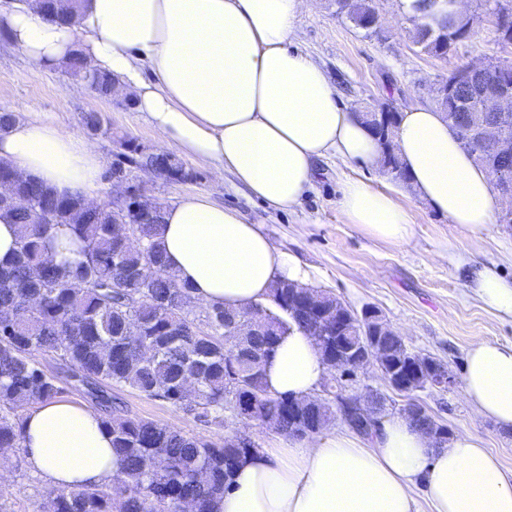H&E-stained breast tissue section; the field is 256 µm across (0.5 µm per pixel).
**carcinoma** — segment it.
<instances>
[{
	"mask_svg": "<svg viewBox=\"0 0 512 512\" xmlns=\"http://www.w3.org/2000/svg\"><path fill=\"white\" fill-rule=\"evenodd\" d=\"M43 10L57 19L71 18L61 0H43ZM375 9L367 0H353L347 13L355 27L368 36L378 31L367 22ZM469 15L452 11L436 25L413 22L414 39L431 56L447 54L470 32ZM64 69L99 96H112V77L88 69L79 50L70 54ZM498 62L476 78L472 95L488 90L497 76ZM477 101L463 112L448 114L460 138L469 133V116ZM84 126L92 133L108 134L103 117L87 112ZM128 155L142 166L165 170V155L145 153L128 139ZM27 199L21 207L14 198L0 199V211L21 225L14 261L0 267V310L15 309L19 322L0 325V451H22L18 421L32 405L59 394L60 380L44 370L39 354L56 358L70 379L82 387L102 413L112 434L116 477L93 489L50 487L37 500L34 512H172L186 502L193 512H210L212 501L224 494L236 466L259 448H241L232 442L217 445L189 436L153 420L131 414L114 389L130 388L146 397L160 398L205 424H225V392L236 375L243 392L250 394L256 420L290 437L292 432L326 427L336 419V400L323 398L314 420L305 415L288 420L287 395L268 389L263 366L275 351L279 336H250L233 353L224 349V331L237 310L217 308L208 317L207 335L196 334L195 315L187 306L191 295L168 270L158 237L162 211L151 218L131 213L142 243L152 256L156 274L138 275L143 254L112 237L110 210L91 211L79 194L60 195L27 179L17 187ZM66 225L83 244L85 260L71 271L53 262L47 235L53 226ZM288 295L256 308L277 322L280 332L293 327L309 330L305 322L283 310ZM199 367V395L186 400L180 394L188 363Z\"/></svg>",
	"mask_w": 512,
	"mask_h": 512,
	"instance_id": "cac0c4a2",
	"label": "carcinoma"
}]
</instances>
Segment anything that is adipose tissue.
<instances>
[{
  "mask_svg": "<svg viewBox=\"0 0 512 512\" xmlns=\"http://www.w3.org/2000/svg\"><path fill=\"white\" fill-rule=\"evenodd\" d=\"M307 0H83L74 20H51L34 0L0 12L11 50L37 69H58L73 48L112 76L118 94L152 126L161 150L206 162L274 209L312 186L320 160L377 161L380 143L361 113L348 112L322 68L290 48ZM395 148L411 191L472 233L491 224L500 201L485 168L441 112L405 110ZM0 158L59 194L94 198L103 160L81 134L29 111L0 132ZM346 223L402 243L411 226L389 193L360 182L340 200ZM161 242L170 271L206 307L242 309L267 300L274 282L305 283L306 271L277 250L259 225L201 193L163 210ZM474 295L512 319V280L473 270ZM271 392L311 395L327 373L311 337L285 333L264 365ZM465 392L477 412L512 429V345L474 343ZM28 467L52 486L111 482L112 435L93 408L54 397L24 412ZM424 484L433 512H512V477L470 433L435 447L407 418L379 421L368 441L330 434L279 441L236 468L215 512H416Z\"/></svg>",
  "mask_w": 512,
  "mask_h": 512,
  "instance_id": "adipose-tissue-1",
  "label": "adipose tissue"
}]
</instances>
